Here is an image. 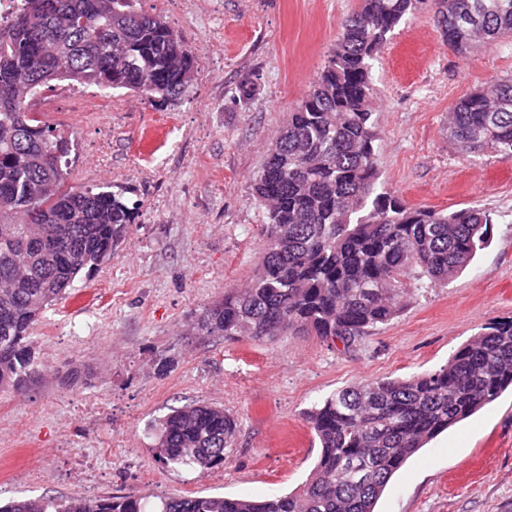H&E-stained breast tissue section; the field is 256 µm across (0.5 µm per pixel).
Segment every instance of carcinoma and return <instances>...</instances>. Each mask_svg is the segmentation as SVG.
Segmentation results:
<instances>
[{"instance_id": "cac0c4a2", "label": "carcinoma", "mask_w": 512, "mask_h": 512, "mask_svg": "<svg viewBox=\"0 0 512 512\" xmlns=\"http://www.w3.org/2000/svg\"><path fill=\"white\" fill-rule=\"evenodd\" d=\"M428 7L454 51L512 38V0H362L253 180L267 214L258 271L196 315L199 335L260 341L303 331L348 350L486 246L487 210L411 206L380 181L372 65L400 23ZM194 63L165 21L131 0H24L0 29V389L23 387L33 326L110 260L137 218L120 193L66 185L68 141L27 112V97L66 81L164 110L190 92ZM448 133L463 151L511 155L512 76L459 97ZM510 387L512 320L489 324L436 370L345 387L311 409L320 453L288 494L151 506L135 495L28 499L0 512H375L412 456ZM237 432L222 407L174 409L155 425L157 459L205 474L224 466Z\"/></svg>"}]
</instances>
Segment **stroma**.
<instances>
[{"instance_id":"stroma-1","label":"stroma","mask_w":512,"mask_h":512,"mask_svg":"<svg viewBox=\"0 0 512 512\" xmlns=\"http://www.w3.org/2000/svg\"><path fill=\"white\" fill-rule=\"evenodd\" d=\"M161 16L195 57V80L160 111L112 94L109 159L93 126L70 136L68 184L109 187L139 215L94 277L35 324L23 392L0 389V501L104 496L281 495L320 453L314 404L371 380L439 368L494 321L512 318V155L470 156L448 139L465 93L512 74V44L457 54L429 13L402 22L375 61L373 119L386 188L414 206H477L488 246L421 292L351 350L312 334L224 341L195 314L243 287L262 256L252 184L290 108L323 67L360 0H132ZM251 84L247 103L235 93ZM176 347L170 372L153 359ZM224 407L240 424L223 467L161 464L152 426L173 409ZM377 512H512V393L432 440L394 476Z\"/></svg>"}]
</instances>
